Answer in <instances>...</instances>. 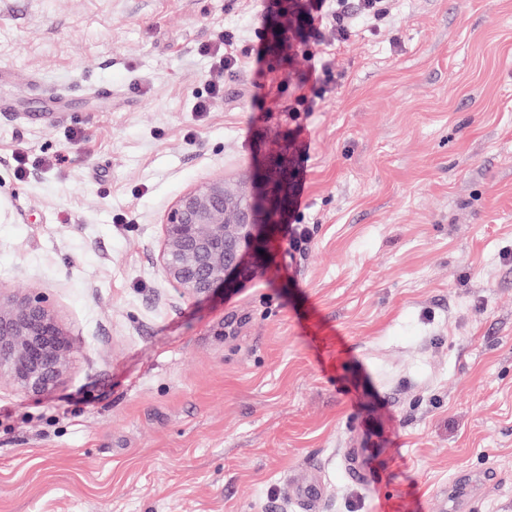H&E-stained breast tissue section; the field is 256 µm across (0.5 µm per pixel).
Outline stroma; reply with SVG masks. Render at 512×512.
Segmentation results:
<instances>
[{"mask_svg":"<svg viewBox=\"0 0 512 512\" xmlns=\"http://www.w3.org/2000/svg\"><path fill=\"white\" fill-rule=\"evenodd\" d=\"M286 26L268 0H0V290L42 289L79 346L48 391L0 379V512H301L310 467L322 512H445L461 474L467 512H512V0H391L326 40L311 112L292 39L210 96L206 47ZM280 152L303 191L265 264L170 288L169 206ZM335 78L337 83V77L327 64L319 63L316 66L314 62L305 79V82L310 86V94L297 97L296 103L304 106L306 112L313 111L316 101L321 99L327 85L333 82ZM370 448H356L349 461V474L356 483L364 484L370 479ZM290 495L302 505L304 512H319L323 486L314 473L302 475L289 484Z\"/></svg>","mask_w":512,"mask_h":512,"instance_id":"1","label":"stroma"}]
</instances>
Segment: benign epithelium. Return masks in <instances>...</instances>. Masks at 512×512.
Masks as SVG:
<instances>
[{
  "instance_id": "1",
  "label": "benign epithelium",
  "mask_w": 512,
  "mask_h": 512,
  "mask_svg": "<svg viewBox=\"0 0 512 512\" xmlns=\"http://www.w3.org/2000/svg\"><path fill=\"white\" fill-rule=\"evenodd\" d=\"M285 162L264 160L248 189L224 176L186 190L162 222L158 262L167 284L182 295L208 297L250 277L263 263L269 230L288 213ZM72 333L38 288L0 291V377L24 393L44 392L71 368Z\"/></svg>"
}]
</instances>
